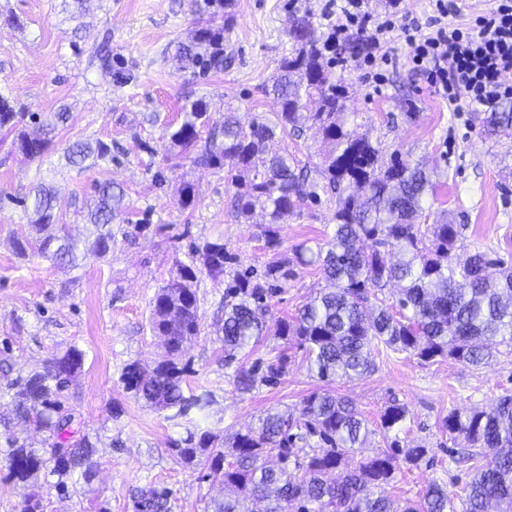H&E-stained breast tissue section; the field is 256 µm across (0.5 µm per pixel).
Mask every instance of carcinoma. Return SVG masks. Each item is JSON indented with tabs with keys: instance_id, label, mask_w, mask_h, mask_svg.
<instances>
[{
	"instance_id": "1",
	"label": "carcinoma",
	"mask_w": 512,
	"mask_h": 512,
	"mask_svg": "<svg viewBox=\"0 0 512 512\" xmlns=\"http://www.w3.org/2000/svg\"><path fill=\"white\" fill-rule=\"evenodd\" d=\"M234 7L235 0H192L191 12L204 20L191 42L177 44L172 55L177 70H224V32L234 22ZM285 35L291 51L281 57L271 77L270 93L280 107L275 122L242 116L228 106L220 127H209L207 105L195 101L162 153L167 163L188 159L227 171L224 180L234 188L236 218L248 224L261 212L265 222L260 237L266 249L279 254L260 274L252 268L236 273L224 289V318L214 324L224 357L253 353L273 330L297 340L309 372L330 385L371 372L382 347L426 361L448 356L472 366L483 364L492 344L512 348V267L486 251L463 263L456 259L461 225L441 215L433 224L421 223L428 218L427 198L434 195L426 170L400 150L388 153L345 126V90L325 64L327 44L320 28L308 14L295 10L288 16ZM67 119L62 108L51 121H42L8 90H0V131L12 134V148L31 161H42L52 150V132ZM306 126L321 132L329 146L319 169V187L335 200L334 230L326 245L303 244L290 257L279 251V221L301 211L317 193L306 190L307 166L276 144ZM484 127L491 135L509 136L512 113L490 112ZM65 156L79 168L87 162L108 164L112 146L101 140L75 142ZM124 197L123 188L104 182L75 210L87 227L88 251L99 258L112 251L116 232L133 241L150 230L148 224L128 223ZM22 204L29 219L27 231L13 241L16 253L76 267L78 243L60 222L52 191L38 186ZM364 240L372 242L371 249L359 246ZM189 258L150 301V330L163 339L164 355L149 373L136 361L126 364L121 381L166 421L185 427L186 437L176 448L179 457L189 465L206 466L224 485V497L212 500L207 512H488L493 503L512 508V396L502 397L488 411L448 414L444 431L477 448L468 454L471 477L456 491L432 480L417 502L400 510L394 508L387 486L399 460L416 464L427 449H405L394 440L389 449L328 479L327 473L336 471L374 432L352 402L328 387L308 394L299 414L270 409L258 426L229 442L219 433L190 427L214 402L204 386L183 389L190 372L184 356L202 331L200 276L215 285L224 283L225 268L236 257L216 240L194 246ZM298 266L317 267L331 287L314 292L291 318H276L266 296L281 289ZM389 285L399 287L392 306L380 298ZM84 356L76 346L56 351L44 360L42 370L5 387L10 409L0 411V436L6 444L0 460L7 478L24 491L43 471L57 476L63 490L92 476L95 448L84 436L73 440L77 416L69 405L70 385L81 372ZM288 360L280 351L239 368L236 390L249 393L259 381L276 382ZM407 415L404 406L392 404L380 416V425L398 428ZM17 424L45 434L48 447L18 442L12 434ZM485 451L493 457L487 468L480 465ZM273 452L279 460L275 468L265 462ZM228 455L232 461L227 463ZM170 496L166 488L140 489L136 507L168 512Z\"/></svg>"
}]
</instances>
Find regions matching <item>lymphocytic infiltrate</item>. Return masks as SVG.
<instances>
[{
	"instance_id": "lymphocytic-infiltrate-1",
	"label": "lymphocytic infiltrate",
	"mask_w": 512,
	"mask_h": 512,
	"mask_svg": "<svg viewBox=\"0 0 512 512\" xmlns=\"http://www.w3.org/2000/svg\"><path fill=\"white\" fill-rule=\"evenodd\" d=\"M364 0H346L330 26L328 40L338 44L349 30L369 35V49L378 51L382 63L392 60L386 52V33L399 30L409 47L412 69L425 75L432 91L448 99L455 111L473 112L512 99V0H493L476 19L475 28L448 23L457 11L455 0H432L433 13L426 20L403 18L399 27L372 25Z\"/></svg>"
}]
</instances>
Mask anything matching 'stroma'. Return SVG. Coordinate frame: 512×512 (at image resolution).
<instances>
[{
	"instance_id": "35a3bbf8",
	"label": "stroma",
	"mask_w": 512,
	"mask_h": 512,
	"mask_svg": "<svg viewBox=\"0 0 512 512\" xmlns=\"http://www.w3.org/2000/svg\"><path fill=\"white\" fill-rule=\"evenodd\" d=\"M342 2L235 0L224 69L198 76L176 71L169 58L194 26L191 0H90L80 13L64 8L62 0H0V88L44 119L60 108L69 110L53 151L39 162L12 150L10 137L0 131V387L39 370L51 352L71 345L82 349L85 361L72 387L73 404L98 463L92 481L77 483L66 496L58 494L54 477L39 478L32 491L45 512H136L135 490L153 484L171 489V512H205L210 499L220 496V485L204 466L187 465L175 453L184 428L126 392L120 375L132 361L153 368L163 354L148 328L149 302L176 276L190 244L223 239L246 266L264 265L272 254L257 225L235 219L223 173L188 161L167 169L153 164L146 148L162 145L170 128L183 121L185 106L200 98L210 103L216 121L227 103L273 118L278 106L266 85L290 50L284 28L291 8L307 9L323 26ZM103 50L121 62L120 71L101 68L97 56ZM366 70L362 56L334 69L346 91L351 128L433 171L438 183L433 211L465 227L459 257L489 249L512 263V139L487 136L476 113L452 111L403 61L388 68L379 94L371 93ZM87 138L112 143V163L85 170L69 165L64 148ZM105 181L124 189L131 223L149 220L152 233L117 242L108 256H87L70 270L36 255H16L13 239L27 222L21 199L31 184L53 187L57 213L80 238L85 228L74 203ZM185 181L195 191L187 208L178 204ZM332 213L324 200L286 216L280 224L282 250L329 237ZM324 285L316 268L297 267L284 288L268 297L269 308L275 316H289ZM201 291L203 331L186 355L194 369L187 385L201 384L214 394L200 428L229 438L246 432L268 408L299 409L303 398L320 388L300 351L270 335L257 353L286 350L287 373L277 384L237 392L238 364L225 362L212 333L224 288L206 279ZM492 353L481 367L448 357L424 361L384 353L371 374L337 384L374 423L391 401L404 404L408 416L398 436L427 450L418 463H401L389 487L395 506L416 501L431 480L468 481V467L457 459L466 442L449 439L442 423L449 412L487 411L512 395V355L498 345Z\"/></svg>"
}]
</instances>
